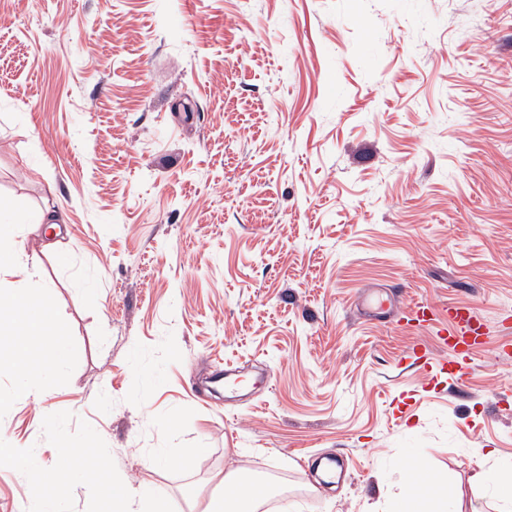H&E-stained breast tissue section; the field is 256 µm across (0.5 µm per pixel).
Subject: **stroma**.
<instances>
[{
  "instance_id": "obj_1",
  "label": "stroma",
  "mask_w": 512,
  "mask_h": 512,
  "mask_svg": "<svg viewBox=\"0 0 512 512\" xmlns=\"http://www.w3.org/2000/svg\"><path fill=\"white\" fill-rule=\"evenodd\" d=\"M47 203L0 290L49 291L70 356L22 399L0 348V445L86 447L65 512L101 471L135 512L242 464L292 512H431L417 467L481 508L471 449L512 471V0H0V209ZM452 305L492 332L460 381L408 352L454 362ZM227 366L270 383L204 386ZM33 493L0 467V512ZM381 288H368L359 298L361 311L368 316L387 318L393 311L394 302L389 294L383 295Z\"/></svg>"
}]
</instances>
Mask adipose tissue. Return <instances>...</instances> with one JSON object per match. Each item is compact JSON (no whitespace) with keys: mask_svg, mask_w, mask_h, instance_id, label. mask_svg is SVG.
<instances>
[{"mask_svg":"<svg viewBox=\"0 0 512 512\" xmlns=\"http://www.w3.org/2000/svg\"><path fill=\"white\" fill-rule=\"evenodd\" d=\"M57 222L56 210L48 206L32 215L19 211L10 219L0 222V242L4 239L12 242L8 248L0 245V274L9 272L30 275L31 270L23 260L24 251L15 245L17 238L27 224L54 225ZM49 312L50 301L46 298L37 302L26 297H12L1 301L0 333L12 337L16 351L25 352L31 337L46 335L47 331L53 329ZM60 455L63 459L61 466L42 469L34 466L26 451L0 448V466L21 465L31 468L33 483L44 492L43 497L32 502L31 512H61L58 500L50 498V491L80 477L84 463L83 446L61 449ZM223 482V493L211 495L202 512H257L270 497L268 489L242 483L234 471L225 473Z\"/></svg>","mask_w":512,"mask_h":512,"instance_id":"1","label":"adipose tissue"}]
</instances>
